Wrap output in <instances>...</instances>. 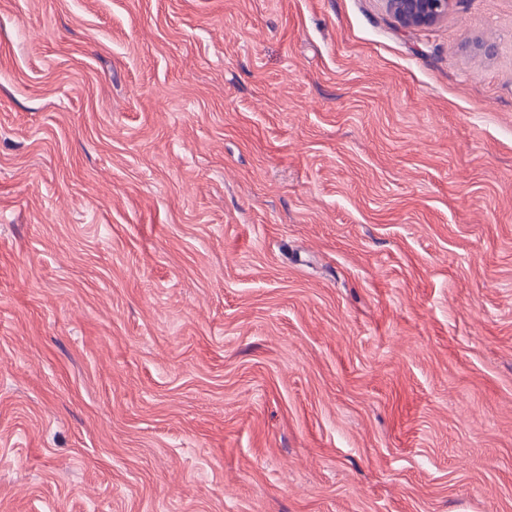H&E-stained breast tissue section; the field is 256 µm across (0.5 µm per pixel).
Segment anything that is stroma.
Listing matches in <instances>:
<instances>
[{
  "label": "stroma",
  "mask_w": 512,
  "mask_h": 512,
  "mask_svg": "<svg viewBox=\"0 0 512 512\" xmlns=\"http://www.w3.org/2000/svg\"><path fill=\"white\" fill-rule=\"evenodd\" d=\"M0 512H512V0H0ZM453 0H384L399 25L406 30L431 27L448 16Z\"/></svg>",
  "instance_id": "35a3bbf8"
}]
</instances>
